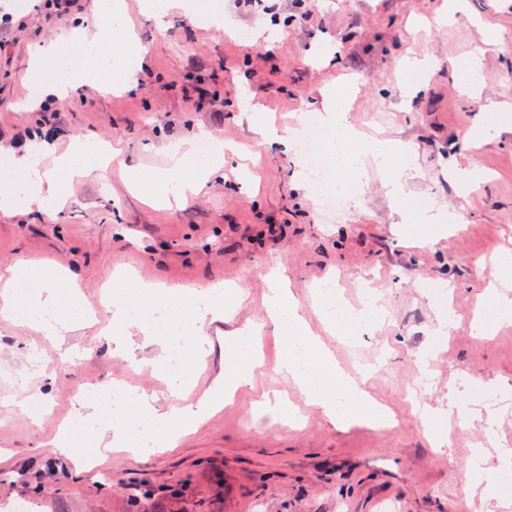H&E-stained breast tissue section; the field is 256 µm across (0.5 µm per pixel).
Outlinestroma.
<instances>
[{
    "label": "stroma",
    "instance_id": "35a3bbf8",
    "mask_svg": "<svg viewBox=\"0 0 512 512\" xmlns=\"http://www.w3.org/2000/svg\"><path fill=\"white\" fill-rule=\"evenodd\" d=\"M27 2L0 9V155L45 135L54 154L88 136L117 153L64 182L59 210L0 212V276L28 269L23 305L46 289L60 317L78 297L89 311L59 347L0 319V512H383L387 502L396 512H512V497L488 496L512 451V317L497 314L512 303V277L498 271L512 253V132L471 138L512 112V0H464L452 22L446 0H220L221 31L193 21L199 0H180L160 25L143 0H123L145 51L134 82L113 91L72 80L48 125L32 85L55 69L35 68L34 55L90 23L95 0L65 13L54 0ZM475 54L472 89L461 76ZM410 56L433 61L423 80L405 70ZM342 83L349 123L369 139L412 142L418 174L395 199L386 173L366 165L360 207L325 215L297 187L298 153L259 139L244 114L259 108L293 133ZM491 100L503 112L486 111ZM204 138L223 148V169L183 204H143L133 172L168 166ZM472 165L484 178L461 190L448 170ZM432 204L444 223H421ZM396 205L410 223H393ZM122 273L164 288L234 289L233 316L209 326L192 377L158 367L153 336L133 335L138 366L114 356L101 295ZM274 275L340 364L368 372L393 427L334 422L307 405L277 369L269 328L253 386L176 446L161 439L139 453L132 416L103 403L107 388L153 395L160 413L174 407L175 386L195 401L228 367V334L265 321ZM330 280L354 307L373 292L379 320L348 337L328 328L312 299ZM480 318L488 335L473 328ZM25 389L40 406H19ZM283 395L295 415L280 412ZM88 402L103 404L97 420L84 419ZM104 431L124 445L105 447Z\"/></svg>",
    "mask_w": 512,
    "mask_h": 512
}]
</instances>
